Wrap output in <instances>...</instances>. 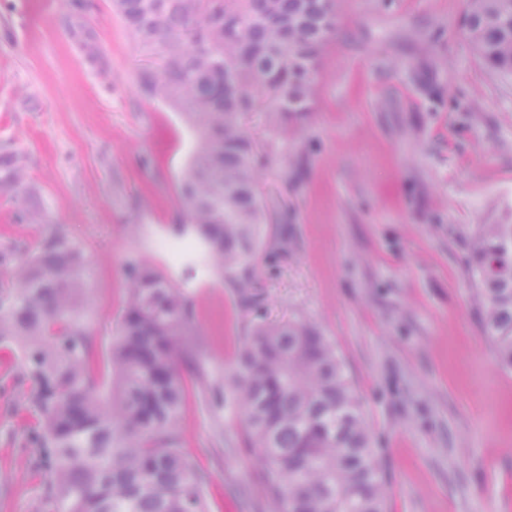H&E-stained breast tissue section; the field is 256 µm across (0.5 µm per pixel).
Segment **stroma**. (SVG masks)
<instances>
[{"label": "stroma", "mask_w": 512, "mask_h": 512, "mask_svg": "<svg viewBox=\"0 0 512 512\" xmlns=\"http://www.w3.org/2000/svg\"><path fill=\"white\" fill-rule=\"evenodd\" d=\"M0 0V146L26 164L0 198V245L45 232L89 253L87 327L108 373L124 266L141 256L190 295L201 362L221 375L255 324L305 320L335 343L381 450L388 512H512V375L483 333L468 266L482 224H512V78L489 73L461 28L464 0H336L314 106L275 124L257 90L242 120L262 165L265 227L243 305L230 282L170 267L152 247L182 205L195 135L147 94L162 62L110 0ZM92 30L103 63L73 36ZM34 207L38 224H21ZM183 448L208 512H271L234 405L183 371ZM19 355L0 352V512H38L37 426Z\"/></svg>", "instance_id": "1"}]
</instances>
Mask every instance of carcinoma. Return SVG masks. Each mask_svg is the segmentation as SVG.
I'll use <instances>...</instances> for the list:
<instances>
[{"mask_svg": "<svg viewBox=\"0 0 512 512\" xmlns=\"http://www.w3.org/2000/svg\"><path fill=\"white\" fill-rule=\"evenodd\" d=\"M145 46L164 52L145 92L186 108L197 136L180 177L177 238L199 244L201 266L252 299V272L269 223L257 155L242 131L258 87L273 118L309 111L335 0H113ZM469 45L491 73L512 77V0H465ZM80 48L99 62L95 37ZM25 180L22 159L0 152V196ZM80 244L49 232L31 250L0 247V343L15 344L28 406L49 449L43 512H205L204 472L182 448L181 366L198 370L212 400L242 417L275 512H386L383 466L343 359L315 323L259 324L224 378L210 379L191 339L195 311L151 262L125 265L127 299L103 382L82 315ZM484 334L512 373V224L479 228L469 264Z\"/></svg>", "mask_w": 512, "mask_h": 512, "instance_id": "obj_1", "label": "carcinoma"}]
</instances>
